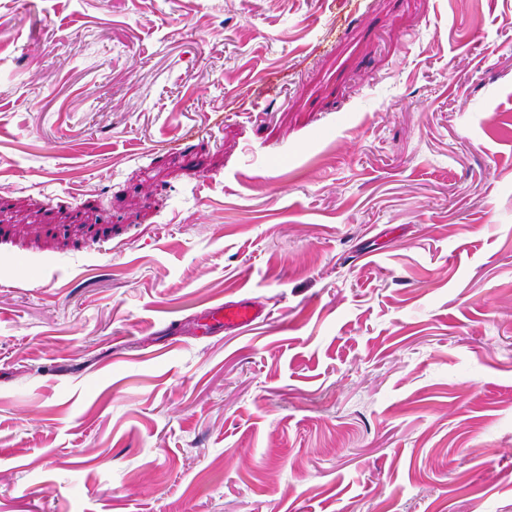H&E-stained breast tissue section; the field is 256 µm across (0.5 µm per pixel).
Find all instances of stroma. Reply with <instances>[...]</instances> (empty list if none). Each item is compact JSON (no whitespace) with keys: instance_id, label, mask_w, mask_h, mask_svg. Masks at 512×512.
<instances>
[{"instance_id":"35a3bbf8","label":"stroma","mask_w":512,"mask_h":512,"mask_svg":"<svg viewBox=\"0 0 512 512\" xmlns=\"http://www.w3.org/2000/svg\"><path fill=\"white\" fill-rule=\"evenodd\" d=\"M0 512H512V0H0ZM265 308L251 300H241L235 304H219L210 308L205 317L203 334L237 330L250 327L263 317Z\"/></svg>"}]
</instances>
